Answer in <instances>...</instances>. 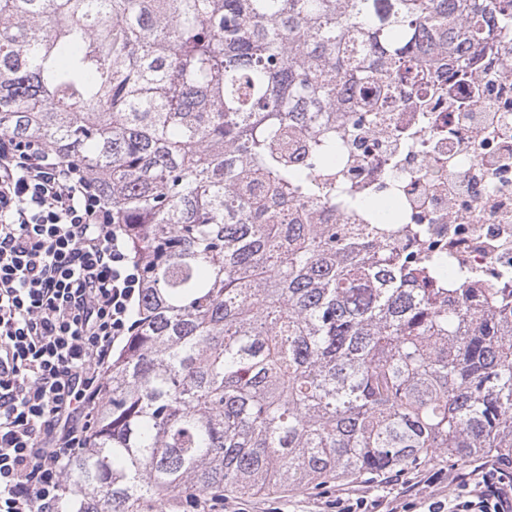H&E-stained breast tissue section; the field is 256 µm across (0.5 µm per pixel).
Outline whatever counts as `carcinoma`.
<instances>
[{
  "mask_svg": "<svg viewBox=\"0 0 512 512\" xmlns=\"http://www.w3.org/2000/svg\"><path fill=\"white\" fill-rule=\"evenodd\" d=\"M512 0H0V133L99 181L143 268L77 512L512 454V289L448 283L336 201V112L512 50ZM305 143L304 163L288 141ZM323 214L324 223L323 224H374L376 223L374 220L369 218L367 215L357 212V211H346L342 210L336 205V210H331L328 207L320 210Z\"/></svg>",
  "mask_w": 512,
  "mask_h": 512,
  "instance_id": "1",
  "label": "carcinoma"
}]
</instances>
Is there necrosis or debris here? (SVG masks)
<instances>
[{
    "instance_id": "4bbe7bcc",
    "label": "necrosis or debris",
    "mask_w": 512,
    "mask_h": 512,
    "mask_svg": "<svg viewBox=\"0 0 512 512\" xmlns=\"http://www.w3.org/2000/svg\"><path fill=\"white\" fill-rule=\"evenodd\" d=\"M417 96L395 84L375 111L345 120L336 184L392 198L400 217L426 229L413 248L512 288V59L440 64L425 107Z\"/></svg>"
}]
</instances>
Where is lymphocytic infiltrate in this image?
Returning <instances> with one entry per match:
<instances>
[{
	"label": "lymphocytic infiltrate",
	"mask_w": 512,
	"mask_h": 512,
	"mask_svg": "<svg viewBox=\"0 0 512 512\" xmlns=\"http://www.w3.org/2000/svg\"><path fill=\"white\" fill-rule=\"evenodd\" d=\"M143 271L95 180L37 139L0 134V512H68L66 473L92 436ZM512 512V473L463 476L453 506Z\"/></svg>",
	"instance_id": "f902f5d3"
}]
</instances>
